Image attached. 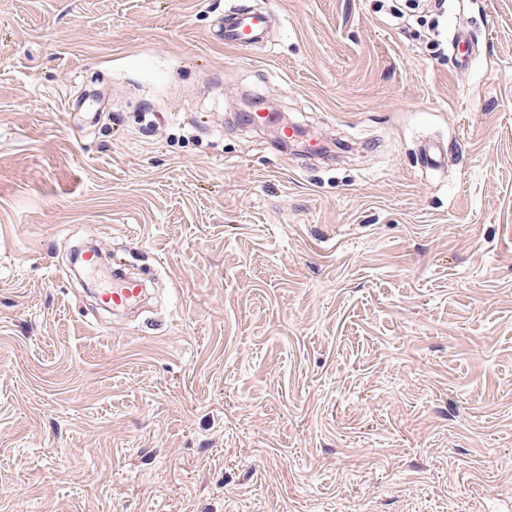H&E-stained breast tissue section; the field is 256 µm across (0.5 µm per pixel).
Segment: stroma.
Masks as SVG:
<instances>
[{"mask_svg": "<svg viewBox=\"0 0 512 512\" xmlns=\"http://www.w3.org/2000/svg\"><path fill=\"white\" fill-rule=\"evenodd\" d=\"M249 2L0 0V512H507L512 0ZM274 18L272 11L255 10L244 1H236L224 11L219 37L226 47L251 50L265 40ZM145 294L146 288L140 282L116 276L112 284L100 290L98 297L105 307L125 310L138 306Z\"/></svg>", "mask_w": 512, "mask_h": 512, "instance_id": "stroma-1", "label": "stroma"}]
</instances>
